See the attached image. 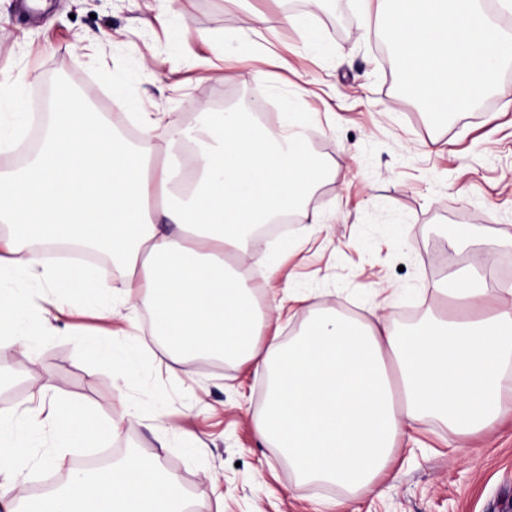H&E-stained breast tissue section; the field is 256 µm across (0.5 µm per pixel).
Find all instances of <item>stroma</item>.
I'll list each match as a JSON object with an SVG mask.
<instances>
[{"label": "stroma", "mask_w": 512, "mask_h": 512, "mask_svg": "<svg viewBox=\"0 0 512 512\" xmlns=\"http://www.w3.org/2000/svg\"><path fill=\"white\" fill-rule=\"evenodd\" d=\"M47 2L32 11L24 0H0V70L14 81L0 113H19L21 145L33 136L38 85L48 77L84 92L120 129L139 112H167L192 126L198 113L241 110L256 96L265 109L252 120L273 124L295 113L313 155L335 167V180L312 192L287 234L246 244L257 296L302 297L273 321L281 339L295 335L309 303L361 319L385 314L405 328L432 308L430 284L481 252L512 263V69L487 106L436 131L420 105L397 92L379 24L363 27L350 0L322 11L306 0H180L163 26L158 0ZM246 7L267 14L269 28L249 30ZM285 13L294 25L281 23ZM203 31L210 43L200 40ZM245 69L264 70L267 83L245 81ZM456 213L467 214L470 233L454 251L446 230ZM279 258L292 291L259 275ZM131 317L138 360L118 385L89 349L104 323L88 315L58 321L59 336L39 345L36 360L0 357V407L24 410L34 387L50 384L111 404L122 419L117 435L72 449L65 466L131 452L159 458L197 512H512V413L468 442L462 461L442 426L419 423V447L397 453L376 492L345 503L336 489L298 483L277 448L257 438L262 374L247 363L172 359L149 334L147 308Z\"/></svg>", "instance_id": "stroma-1"}]
</instances>
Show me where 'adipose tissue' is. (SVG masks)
I'll list each match as a JSON object with an SVG mask.
<instances>
[{
	"instance_id": "obj_1",
	"label": "adipose tissue",
	"mask_w": 512,
	"mask_h": 512,
	"mask_svg": "<svg viewBox=\"0 0 512 512\" xmlns=\"http://www.w3.org/2000/svg\"><path fill=\"white\" fill-rule=\"evenodd\" d=\"M207 138L190 166L168 148L190 131L154 112L139 115L131 142L103 123L84 96L55 99L39 150L0 170V350L33 358L35 341L58 329L21 324L31 293L59 314L79 295L94 316L147 306L151 333L178 358L216 355L247 362L270 380L255 428L279 448L297 480L346 497L372 493L402 441L433 420L466 440L512 402V303L485 275L434 282V310L404 330L388 317L361 320L311 305L289 339L262 336L278 308L260 307L245 285V242L255 225L300 210L334 172L314 159L292 118L258 126L237 112H206ZM165 133V147L154 143ZM79 245L126 271L115 288L89 268L47 258ZM26 418L0 409V458L14 476L28 448L50 430L52 464L92 448L119 428L110 411L36 387ZM174 477L140 456L71 476L35 498L32 512H188Z\"/></svg>"
}]
</instances>
